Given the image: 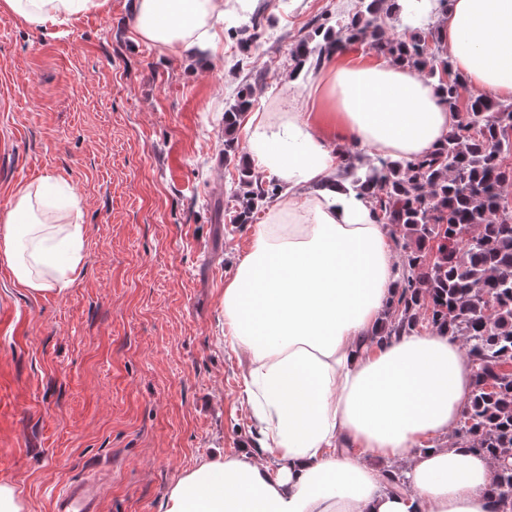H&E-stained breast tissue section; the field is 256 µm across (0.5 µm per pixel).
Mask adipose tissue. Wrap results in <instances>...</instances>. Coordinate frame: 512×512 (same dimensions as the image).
<instances>
[{
	"label": "adipose tissue",
	"mask_w": 512,
	"mask_h": 512,
	"mask_svg": "<svg viewBox=\"0 0 512 512\" xmlns=\"http://www.w3.org/2000/svg\"><path fill=\"white\" fill-rule=\"evenodd\" d=\"M24 22L97 11L107 0H0ZM401 30L444 16L440 36L475 95L512 101V0H398ZM224 0H133L135 34L192 55L217 49ZM320 114L296 106L247 129L249 159L287 184L224 285V331L245 354L244 399L257 445L217 448L169 488L160 512H494L497 463L453 437L473 389L457 338L406 331L376 343L397 273L368 196L339 177L336 142L413 159L457 121L433 85L400 63L323 65ZM45 182L18 190L0 253L34 293L68 285L84 227L36 208ZM68 262L54 266L58 252ZM407 465L389 487L376 459Z\"/></svg>",
	"instance_id": "ef3b65f1"
}]
</instances>
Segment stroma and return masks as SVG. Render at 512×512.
<instances>
[{
    "label": "stroma",
    "mask_w": 512,
    "mask_h": 512,
    "mask_svg": "<svg viewBox=\"0 0 512 512\" xmlns=\"http://www.w3.org/2000/svg\"><path fill=\"white\" fill-rule=\"evenodd\" d=\"M224 2L220 47L201 61L135 39L130 0L36 25L0 6V225L16 190L45 179L84 224L64 291L30 292L0 255V481L29 512H51L56 488L97 465L101 512H159L200 457L251 444L223 291L265 215H215L238 180L224 108L251 84L242 143L254 116L308 103L316 74L290 78V52L359 0Z\"/></svg>",
    "instance_id": "stroma-1"
}]
</instances>
